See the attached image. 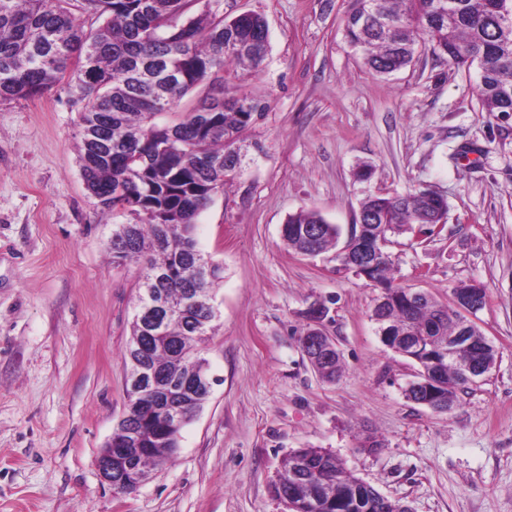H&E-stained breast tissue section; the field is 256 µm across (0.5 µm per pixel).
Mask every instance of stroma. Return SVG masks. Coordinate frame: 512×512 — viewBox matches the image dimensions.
I'll list each match as a JSON object with an SVG mask.
<instances>
[{
	"mask_svg": "<svg viewBox=\"0 0 512 512\" xmlns=\"http://www.w3.org/2000/svg\"><path fill=\"white\" fill-rule=\"evenodd\" d=\"M351 6L221 0L226 17L263 15L270 42L258 71L225 72L224 95L268 108L245 135L241 174L194 229L222 268L204 351L211 395L173 460L130 494L103 485L94 460L126 403L141 266L112 260L119 219L84 184L67 83L0 103V512H286L271 484L298 448L335 453L411 512H512V112H484L476 68L427 48L376 75L345 37ZM423 188L446 199L445 227L395 237L394 284L444 302L484 284L473 321L498 352L444 414L406 398L416 366L381 341V288L281 237L300 209L346 233L365 190ZM316 303L328 319L310 316ZM316 327L341 352L336 382L301 351ZM370 432L382 446L361 450Z\"/></svg>",
	"mask_w": 512,
	"mask_h": 512,
	"instance_id": "stroma-1",
	"label": "stroma"
}]
</instances>
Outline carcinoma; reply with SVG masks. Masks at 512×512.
Returning a JSON list of instances; mask_svg holds the SVG:
<instances>
[{
	"mask_svg": "<svg viewBox=\"0 0 512 512\" xmlns=\"http://www.w3.org/2000/svg\"><path fill=\"white\" fill-rule=\"evenodd\" d=\"M68 0H0V101L34 98L67 81L79 112L78 160L87 190L104 212L128 213L133 221L118 225L109 243L112 261L145 260L143 289L152 286L172 308L165 329L152 333L139 317L131 324L125 366L138 342H144L173 398L180 420H168L156 401L142 398L126 407L122 422L138 435L136 450L124 469L123 489L130 494L140 476L171 460L182 428L202 410L211 391L208 362L200 351L213 330L214 313L188 296L191 288L212 295L220 268L196 279L195 264L205 256L194 239L195 219L214 193L233 182L244 154V132L264 116L258 96L224 98V69L234 65L257 70L268 52V28L257 13L227 18L212 3L198 0H80L85 16L99 22L87 32L66 7ZM512 0H354L346 21L350 46L365 65L388 76L410 65L422 40L448 66L477 65L478 99L485 112H512V27L503 10ZM207 83L213 94L180 112L183 98ZM441 196L429 189L391 195L370 193L360 204L373 210L377 223H355L363 232L385 239L408 232L415 224H437ZM320 234L305 237V228ZM340 229L314 210L289 215L282 226L284 244L304 255L336 248ZM388 252L379 256L371 279L386 302L385 346L418 366L405 390L419 401L417 384L435 382L437 398L430 409L446 412L457 391L474 381L457 364L433 361L452 347L462 360L488 372L497 351L462 313L432 295L410 306L402 287L391 280ZM426 335L412 350L397 343L403 330ZM310 333L300 337L302 351L319 374L333 382L341 374L334 350L316 351ZM194 383L183 387L189 369ZM272 493L299 505L296 512H405L406 506L380 494L348 470L342 459L320 448L288 454Z\"/></svg>",
	"mask_w": 512,
	"mask_h": 512,
	"instance_id": "obj_1",
	"label": "carcinoma"
}]
</instances>
